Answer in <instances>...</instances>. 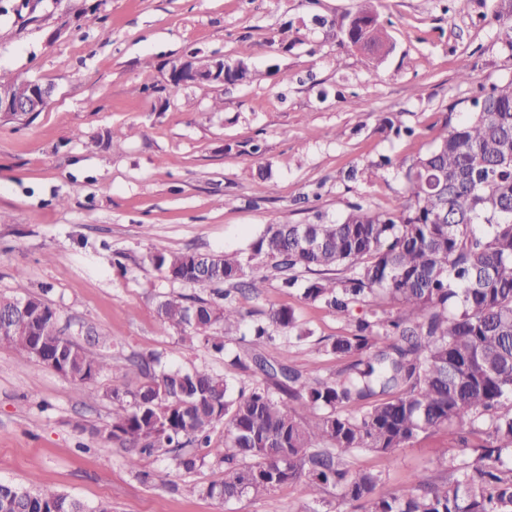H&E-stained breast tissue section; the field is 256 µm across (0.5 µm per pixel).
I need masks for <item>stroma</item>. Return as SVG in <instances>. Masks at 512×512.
Returning a JSON list of instances; mask_svg holds the SVG:
<instances>
[{
  "instance_id": "1",
  "label": "stroma",
  "mask_w": 512,
  "mask_h": 512,
  "mask_svg": "<svg viewBox=\"0 0 512 512\" xmlns=\"http://www.w3.org/2000/svg\"><path fill=\"white\" fill-rule=\"evenodd\" d=\"M498 2L380 0L394 49L376 67L340 41L358 0H0V80L52 89L32 121L0 114V295L44 293L63 323L98 332L109 363L79 385L0 342V481L112 512H348L334 490L315 502L300 482L261 498L207 496L224 479L214 458L187 471L177 453L143 454L99 436L112 419L106 394L136 389L145 380L137 364L153 355L167 368L224 376L235 394L260 382L256 368L237 364L248 339L232 336L218 354L161 326L162 296L211 291L169 280L150 254L244 250L268 224L335 220L355 204L392 209L404 189L400 163L430 147L448 111H472L483 89L512 79ZM287 23L296 42L285 48L278 38ZM244 47L249 85L162 93L171 64L188 52L230 65ZM386 117L412 135L383 129ZM116 128L126 134L118 147ZM310 278L300 273L287 292L272 280L235 298L257 318L290 308L309 332L277 334L257 349L263 358L306 378L332 377L341 363L324 347L351 325L305 299ZM460 453L453 427L391 457L354 450L349 462L380 473L376 491L387 494L420 470L446 478L437 459Z\"/></svg>"
}]
</instances>
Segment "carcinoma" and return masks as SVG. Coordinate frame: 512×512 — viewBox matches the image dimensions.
Instances as JSON below:
<instances>
[{
	"instance_id": "obj_1",
	"label": "carcinoma",
	"mask_w": 512,
	"mask_h": 512,
	"mask_svg": "<svg viewBox=\"0 0 512 512\" xmlns=\"http://www.w3.org/2000/svg\"><path fill=\"white\" fill-rule=\"evenodd\" d=\"M378 0H360L340 28L343 41L381 63L393 49L379 23ZM499 39L512 49V0L496 11ZM249 50L227 70L230 85L251 82ZM475 110L443 128L431 147L403 170L404 191L391 211L359 204L335 222L268 224L247 250L208 254L157 252L151 262L169 279L200 287L229 285L258 293L266 269L287 290L295 272L316 275L304 297L354 322L326 351L349 363L336 378L310 377L254 363L288 399L316 411L307 422L296 409L257 384L230 394L223 377L204 368L145 374L134 391L114 388L112 422L105 438L124 448L167 452L195 442L225 464L224 481L204 489L230 500L263 496L306 479L317 495L336 488L360 512H512V79L493 86ZM343 273L340 278L330 273ZM166 295L158 303L163 328L181 331L215 351L240 329L244 317L229 300ZM22 300L26 307L15 308ZM369 311L354 318L352 305ZM60 316L44 298L28 292L0 296V337L16 351L75 383L96 379L105 359L59 327ZM299 329L291 309H270L250 324L260 340ZM226 427L222 447L209 433ZM480 433L476 444L460 437L469 454L440 466L461 477L441 482L426 473L407 486L374 495L380 475L355 470L348 455L365 448L392 456L418 436L440 427ZM0 512L95 511L50 489L0 482Z\"/></svg>"
}]
</instances>
